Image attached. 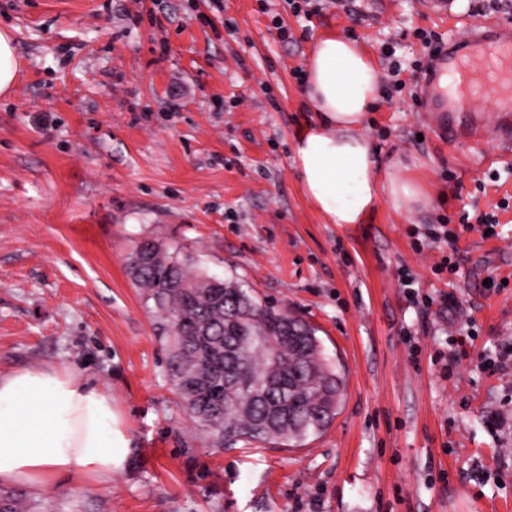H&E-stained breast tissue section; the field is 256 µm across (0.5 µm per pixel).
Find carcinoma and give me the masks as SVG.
<instances>
[{"instance_id": "cac0c4a2", "label": "carcinoma", "mask_w": 512, "mask_h": 512, "mask_svg": "<svg viewBox=\"0 0 512 512\" xmlns=\"http://www.w3.org/2000/svg\"><path fill=\"white\" fill-rule=\"evenodd\" d=\"M163 259L132 273L152 304L167 368L185 409L220 445L295 444L322 433L345 382L315 329L286 308L259 303L235 279L193 269V257L152 237L131 254ZM26 493L0 487V512H31Z\"/></svg>"}]
</instances>
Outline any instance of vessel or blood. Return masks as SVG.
Here are the masks:
<instances>
[{
    "label": "vessel or blood",
    "instance_id": "1",
    "mask_svg": "<svg viewBox=\"0 0 512 512\" xmlns=\"http://www.w3.org/2000/svg\"><path fill=\"white\" fill-rule=\"evenodd\" d=\"M482 66L479 79L464 76L456 92H448L440 81L449 68L463 72L467 62ZM426 111L467 112L477 97L493 99L500 108L503 125L512 124V28L508 26L473 29L449 40L431 57L423 75Z\"/></svg>",
    "mask_w": 512,
    "mask_h": 512
}]
</instances>
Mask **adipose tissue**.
Returning a JSON list of instances; mask_svg holds the SVG:
<instances>
[{
  "label": "adipose tissue",
  "mask_w": 512,
  "mask_h": 512,
  "mask_svg": "<svg viewBox=\"0 0 512 512\" xmlns=\"http://www.w3.org/2000/svg\"><path fill=\"white\" fill-rule=\"evenodd\" d=\"M379 84L360 45L336 34L317 39L304 80L316 119L295 140L293 154L303 191L327 223H363L384 191L397 206L422 198L410 181L382 187L374 150L358 133ZM128 453L112 398L97 385L58 368L0 376V481L30 489L53 482L102 486Z\"/></svg>",
  "instance_id": "obj_1"
}]
</instances>
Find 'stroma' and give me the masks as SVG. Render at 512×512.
Instances as JSON below:
<instances>
[{"label": "stroma", "mask_w": 512, "mask_h": 512, "mask_svg": "<svg viewBox=\"0 0 512 512\" xmlns=\"http://www.w3.org/2000/svg\"><path fill=\"white\" fill-rule=\"evenodd\" d=\"M294 7L0 0L18 60L0 99V375L55 367L102 387L130 447L108 484L34 491L53 512H512V130L483 98L424 111L415 71L418 31L512 24V0ZM335 33L379 74L400 64L403 88L383 87L361 132L381 183L417 180L424 205L384 195L341 225L305 196L301 74ZM439 224L456 245L431 242ZM153 236L316 328L346 378L326 432L225 448L194 423L126 272Z\"/></svg>", "instance_id": "stroma-1"}]
</instances>
